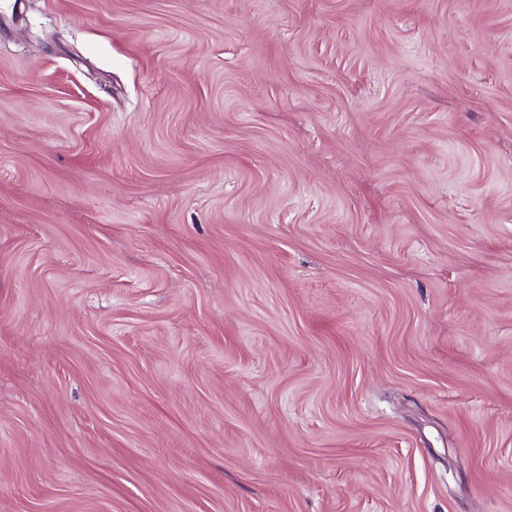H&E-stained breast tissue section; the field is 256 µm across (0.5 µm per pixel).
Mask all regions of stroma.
<instances>
[{"instance_id": "1", "label": "stroma", "mask_w": 512, "mask_h": 512, "mask_svg": "<svg viewBox=\"0 0 512 512\" xmlns=\"http://www.w3.org/2000/svg\"><path fill=\"white\" fill-rule=\"evenodd\" d=\"M0 512H512V0H0Z\"/></svg>"}]
</instances>
